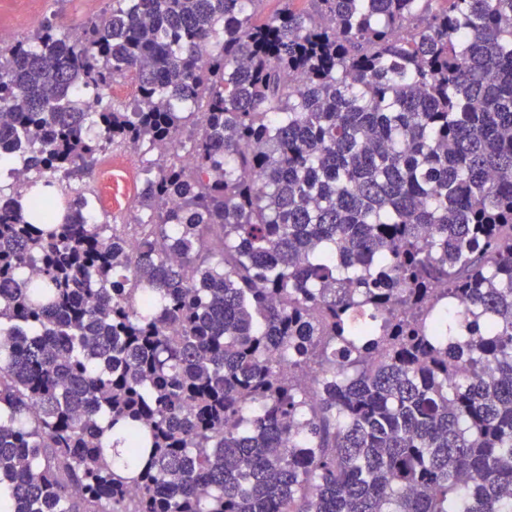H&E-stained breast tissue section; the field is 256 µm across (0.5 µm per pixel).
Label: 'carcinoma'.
<instances>
[{
    "label": "carcinoma",
    "mask_w": 512,
    "mask_h": 512,
    "mask_svg": "<svg viewBox=\"0 0 512 512\" xmlns=\"http://www.w3.org/2000/svg\"><path fill=\"white\" fill-rule=\"evenodd\" d=\"M265 2L0 50L9 512H512V0ZM133 150L126 147H117L111 143L106 146L101 155L99 164V176L97 177V165L93 172L84 177V186L90 185L91 198L94 206L87 213L90 216L102 210L125 209L138 189L139 158ZM136 214L133 205L128 210L108 213H98L95 223L108 222L110 224L133 223Z\"/></svg>",
    "instance_id": "1"
}]
</instances>
